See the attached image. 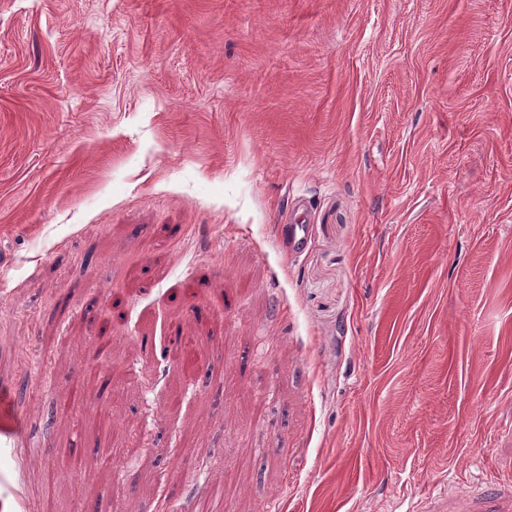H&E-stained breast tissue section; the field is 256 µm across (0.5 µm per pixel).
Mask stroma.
Listing matches in <instances>:
<instances>
[{
  "label": "stroma",
  "mask_w": 512,
  "mask_h": 512,
  "mask_svg": "<svg viewBox=\"0 0 512 512\" xmlns=\"http://www.w3.org/2000/svg\"><path fill=\"white\" fill-rule=\"evenodd\" d=\"M0 408V512H512V0H0Z\"/></svg>",
  "instance_id": "35a3bbf8"
}]
</instances>
